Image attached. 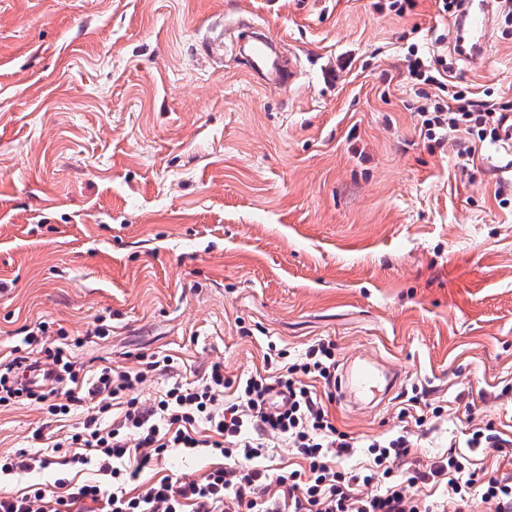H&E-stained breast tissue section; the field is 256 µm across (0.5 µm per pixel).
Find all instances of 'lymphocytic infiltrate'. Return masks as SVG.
I'll use <instances>...</instances> for the list:
<instances>
[{
	"label": "lymphocytic infiltrate",
	"mask_w": 512,
	"mask_h": 512,
	"mask_svg": "<svg viewBox=\"0 0 512 512\" xmlns=\"http://www.w3.org/2000/svg\"><path fill=\"white\" fill-rule=\"evenodd\" d=\"M408 72L416 83L436 89L416 108L429 139L453 131L501 141L508 128L502 106L475 101L444 78L442 69L422 59H411ZM47 333V323H38L25 342L43 353L53 383L36 389L18 381L15 370L25 356L1 361L0 404L37 403L50 415L63 417L73 405L87 403L82 431L65 436L57 446L72 449L68 464H95L109 482L74 487L60 477L52 491L34 484L21 493L1 495L0 512H471L478 501L490 512H512V479L484 478L456 450L428 471L397 477L394 463L414 446L409 428L362 443L337 429L306 382L310 376L332 380L336 360L331 342L310 345L277 374L256 373L238 381L231 401L223 397L224 367L216 363L201 384L174 383L158 401L144 404L133 392L147 371L105 367L94 377H81L71 361L72 340L62 332L51 340ZM121 398L126 401L123 420L115 428H102V416ZM268 434L287 440L304 461L303 471L272 474L254 467ZM361 445L372 457L364 474L349 476L331 466V458ZM172 448H209L226 464L198 481L182 483L165 476L138 492L128 491L141 470ZM130 457L136 462L132 469L126 465ZM430 480L445 484L447 492L427 503L417 490ZM357 482H375L382 489L364 498L353 490ZM274 485L279 488L275 495L270 492Z\"/></svg>",
	"instance_id": "f902f5d3"
}]
</instances>
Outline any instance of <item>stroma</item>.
<instances>
[{
  "label": "stroma",
  "instance_id": "obj_1",
  "mask_svg": "<svg viewBox=\"0 0 512 512\" xmlns=\"http://www.w3.org/2000/svg\"><path fill=\"white\" fill-rule=\"evenodd\" d=\"M0 0V357L28 327L78 339L83 374L177 358L137 391L264 371L267 354L319 339L337 364L371 359L399 387L351 406L355 437L395 432L411 389L443 407L396 463L438 461L468 421L499 448L465 454L512 477V145L474 162L421 133L409 49L448 59L475 99L512 102V0H491L484 64L456 51L436 0ZM281 42L294 71L274 88L233 49L238 19ZM102 321L109 334L87 335ZM39 406H0V456H49L0 481L53 486V440L81 428ZM216 455L172 451L140 482L200 479Z\"/></svg>",
  "mask_w": 512,
  "mask_h": 512
}]
</instances>
